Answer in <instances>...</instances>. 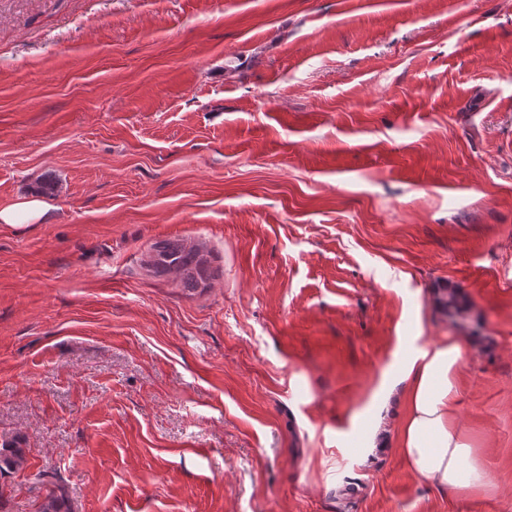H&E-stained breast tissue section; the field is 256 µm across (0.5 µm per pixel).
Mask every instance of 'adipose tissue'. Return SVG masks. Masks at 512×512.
Listing matches in <instances>:
<instances>
[{
  "label": "adipose tissue",
  "instance_id": "adipose-tissue-1",
  "mask_svg": "<svg viewBox=\"0 0 512 512\" xmlns=\"http://www.w3.org/2000/svg\"><path fill=\"white\" fill-rule=\"evenodd\" d=\"M463 351L442 341L413 356L401 377L404 410L396 441L406 465L426 482L456 494L482 492V461L457 413Z\"/></svg>",
  "mask_w": 512,
  "mask_h": 512
}]
</instances>
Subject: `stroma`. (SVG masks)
<instances>
[{
    "label": "stroma",
    "instance_id": "35a3bbf8",
    "mask_svg": "<svg viewBox=\"0 0 512 512\" xmlns=\"http://www.w3.org/2000/svg\"><path fill=\"white\" fill-rule=\"evenodd\" d=\"M36 193L0 512H512V0H0V208ZM174 238L209 288L145 270ZM448 336L486 493L369 447Z\"/></svg>",
    "mask_w": 512,
    "mask_h": 512
}]
</instances>
